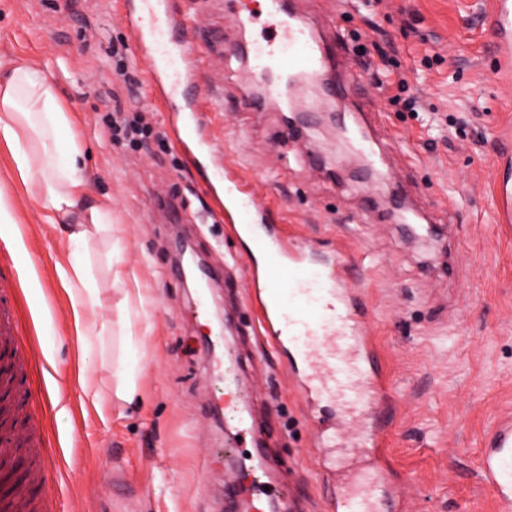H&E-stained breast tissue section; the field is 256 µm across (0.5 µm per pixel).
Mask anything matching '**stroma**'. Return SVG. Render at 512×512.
<instances>
[{"instance_id": "35a3bbf8", "label": "stroma", "mask_w": 512, "mask_h": 512, "mask_svg": "<svg viewBox=\"0 0 512 512\" xmlns=\"http://www.w3.org/2000/svg\"><path fill=\"white\" fill-rule=\"evenodd\" d=\"M487 0H376V31L365 28L358 0H293L327 41L373 36L419 96V115L391 102L370 78L355 95L369 111L371 135L385 148L383 186L367 181L354 159L326 152L329 131L287 135L282 113L248 109L264 92L249 56L261 23L248 22L257 0H173L199 48L205 108L213 119L215 156L189 162L165 131V114L147 88L146 59L112 56L133 46L121 22L124 0H0V59L24 56L49 66L60 100L72 112L87 153L88 201L110 198L114 236L93 242L97 288L111 295L120 322L126 290L140 288L146 316L134 328L140 401L114 396L118 340L78 355L69 297L55 266L62 225L42 219L39 202L15 176L0 142V190L12 223H0V280L19 282L16 300L26 335L42 357L23 371L22 390L36 405L21 438L49 437L60 461L48 475V512H226L224 476L243 450L235 437V402L262 426L263 450L278 458L279 501L290 512H324L336 472L366 464L342 426L340 447H314L312 426L293 395L287 351L258 335L246 300V251L229 232L207 190L212 158L259 184L258 221L270 234L300 235L314 263L336 257L346 238L362 258L348 282L362 290L391 394L398 406L389 456L405 490L407 512H496L477 480L484 434L512 406V223L498 221L493 183L500 125L512 120V87L494 75L495 34ZM124 74H117V67ZM142 116L152 133L130 146L109 130L113 107ZM405 190L426 217L454 225L453 240L410 235L378 205ZM191 245L217 281L224 333L234 339L239 383L226 389L215 357L223 346L206 335L177 262ZM125 273L114 281L108 267ZM87 369L102 390L100 407L81 402Z\"/></svg>"}]
</instances>
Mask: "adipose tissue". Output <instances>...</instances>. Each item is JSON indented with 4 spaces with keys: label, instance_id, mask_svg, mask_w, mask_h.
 Wrapping results in <instances>:
<instances>
[{
    "label": "adipose tissue",
    "instance_id": "obj_1",
    "mask_svg": "<svg viewBox=\"0 0 512 512\" xmlns=\"http://www.w3.org/2000/svg\"><path fill=\"white\" fill-rule=\"evenodd\" d=\"M0 141L9 146L15 169L40 203L45 222L76 219L66 230L69 251L56 268L71 297L72 330L80 349L88 350L112 333L111 320L101 314L107 300L95 286L88 252L92 241L111 235L112 209L86 201L85 168L72 116L47 69L23 57L0 60ZM121 350L112 368L115 395L130 403L138 378L135 331L128 318L122 323Z\"/></svg>",
    "mask_w": 512,
    "mask_h": 512
}]
</instances>
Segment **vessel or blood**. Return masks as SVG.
Listing matches in <instances>:
<instances>
[{"label": "vessel or blood", "mask_w": 512, "mask_h": 512, "mask_svg": "<svg viewBox=\"0 0 512 512\" xmlns=\"http://www.w3.org/2000/svg\"><path fill=\"white\" fill-rule=\"evenodd\" d=\"M264 15L273 34L257 45L253 57L258 75L278 70L317 79L323 68V46L313 25L288 10L286 0H262ZM485 16L497 33L495 55L499 80L512 82V0H488ZM123 20L135 36L136 50L153 61L148 85L167 114V127L188 158H196L209 143V119L198 90L201 56L184 35V22L171 0H131ZM210 184L219 212L231 221H244L256 207L259 190L242 174L222 167ZM256 259L250 260V301L258 313V325L275 344L292 345L304 366L294 369L299 401L313 413L317 445L330 447L338 434L328 421L316 415L322 395L335 393L342 404L361 414L366 424L358 435L368 465L359 477L360 489L337 482L329 495V512H374L375 499L384 484L396 481L387 453L389 426L396 413L388 379L376 361V345L364 308L345 288L353 260L344 243L336 245V261L314 268L303 248L288 238L254 233ZM10 282L0 281V345L16 349L25 359L20 327L10 314ZM30 448L39 453L38 466L25 472L14 487L10 512H37L29 487L44 481L58 468L56 458L42 456L44 443L34 438ZM481 484L495 497L498 512H512V413L500 416L485 438Z\"/></svg>", "instance_id": "obj_1"}]
</instances>
